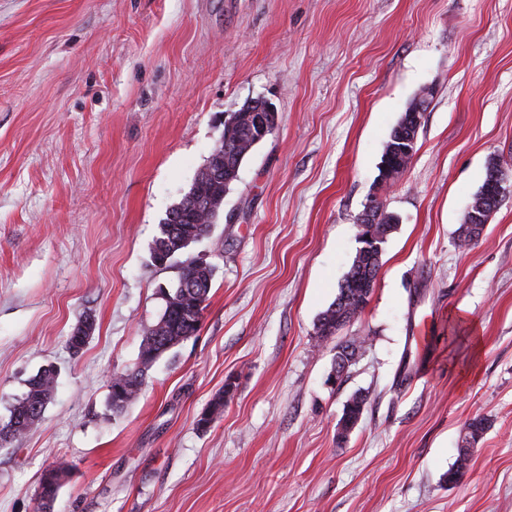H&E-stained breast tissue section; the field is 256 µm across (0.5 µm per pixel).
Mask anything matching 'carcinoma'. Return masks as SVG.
Segmentation results:
<instances>
[{"instance_id":"cac0c4a2","label":"carcinoma","mask_w":512,"mask_h":512,"mask_svg":"<svg viewBox=\"0 0 512 512\" xmlns=\"http://www.w3.org/2000/svg\"><path fill=\"white\" fill-rule=\"evenodd\" d=\"M247 116L248 113L243 112L235 125L224 126L222 138L212 151V156L223 159L222 164L215 165L210 175L194 179L189 191L169 212L167 222L159 227L152 246V262L160 267L177 266V283L169 290V299L156 323L144 332L137 362L128 371L111 378L108 404L114 413L123 412L137 398L148 370L163 354L183 343L188 334L199 332L215 268L192 253L190 246L209 234L211 224L224 206V196L238 181L242 162L253 149L256 133ZM415 147L414 140L400 143L395 136H390L383 153L387 157V166L394 169L401 165L407 152H415ZM373 217L377 246L359 251L357 271L352 278H344L335 300L321 313L316 333L322 338L336 335L359 317L369 303L372 292L363 284L379 272L381 246L396 229V217L381 207H375ZM456 233L458 246L466 248L479 236L480 229L476 224L463 223ZM93 329L92 318L84 317L67 338L69 349L80 352ZM56 384L57 372L51 366L27 382L26 390L12 405L8 420L0 422V447L19 441L39 425ZM366 402L363 395L350 397L343 415L350 421L361 419ZM487 429L488 421L484 417H475L464 424L457 459L445 475L447 482L454 483L465 474L473 448Z\"/></svg>"}]
</instances>
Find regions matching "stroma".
<instances>
[{"instance_id":"1","label":"stroma","mask_w":512,"mask_h":512,"mask_svg":"<svg viewBox=\"0 0 512 512\" xmlns=\"http://www.w3.org/2000/svg\"><path fill=\"white\" fill-rule=\"evenodd\" d=\"M427 88L413 159L378 191ZM254 98L277 124L191 247L215 267L201 329L112 413L108 381L178 277L151 261L159 226ZM492 159L512 175V0H0V419L58 371L41 423L0 447V512H36L60 460L53 512H512V199L456 245ZM374 199L399 224L332 386L316 324ZM477 416L491 426L446 483Z\"/></svg>"}]
</instances>
